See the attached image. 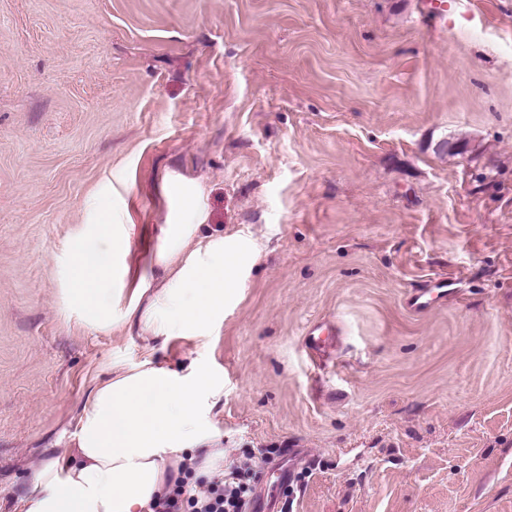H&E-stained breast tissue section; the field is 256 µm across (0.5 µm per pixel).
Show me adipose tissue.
Segmentation results:
<instances>
[{"label":"adipose tissue","mask_w":512,"mask_h":512,"mask_svg":"<svg viewBox=\"0 0 512 512\" xmlns=\"http://www.w3.org/2000/svg\"><path fill=\"white\" fill-rule=\"evenodd\" d=\"M131 236L114 207L96 211L67 245L63 300L80 323L108 329L119 320L148 344L213 335L262 251L252 234L209 227L189 185L172 189L158 245L138 276L128 263ZM217 394L210 368L196 360L178 369L150 355L114 365L84 404L71 447L30 468L19 512H153L180 465L200 475L223 470L222 437L206 418Z\"/></svg>","instance_id":"adipose-tissue-1"}]
</instances>
